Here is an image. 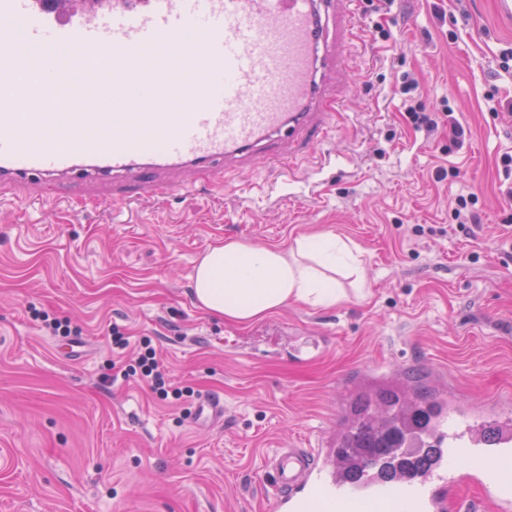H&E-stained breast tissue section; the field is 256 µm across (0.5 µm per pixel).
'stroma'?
Segmentation results:
<instances>
[{
  "label": "stroma",
  "instance_id": "1",
  "mask_svg": "<svg viewBox=\"0 0 512 512\" xmlns=\"http://www.w3.org/2000/svg\"><path fill=\"white\" fill-rule=\"evenodd\" d=\"M500 2L347 0L344 108L289 176L259 157L133 218L110 202L79 216L0 208V512H271L265 458L334 441L359 375L431 388L445 374L467 411L497 400L512 434V18ZM408 100L469 139L452 150L413 129ZM462 195L479 214L463 232L450 228ZM316 232L364 251V287L343 280L347 300L291 302L248 325L194 306V268L215 241L284 247ZM50 318L69 321L78 352ZM146 342L181 400L113 379ZM206 396L224 417L201 425Z\"/></svg>",
  "mask_w": 512,
  "mask_h": 512
}]
</instances>
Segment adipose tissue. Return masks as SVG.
I'll return each instance as SVG.
<instances>
[{
	"label": "adipose tissue",
	"instance_id": "1",
	"mask_svg": "<svg viewBox=\"0 0 512 512\" xmlns=\"http://www.w3.org/2000/svg\"><path fill=\"white\" fill-rule=\"evenodd\" d=\"M362 251L330 233L287 247L227 239L208 247L193 274L194 304L231 324L265 319L289 302L329 308L346 293L340 277L360 276Z\"/></svg>",
	"mask_w": 512,
	"mask_h": 512
}]
</instances>
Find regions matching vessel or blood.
<instances>
[{
	"instance_id": "obj_1",
	"label": "vessel or blood",
	"mask_w": 512,
	"mask_h": 512,
	"mask_svg": "<svg viewBox=\"0 0 512 512\" xmlns=\"http://www.w3.org/2000/svg\"><path fill=\"white\" fill-rule=\"evenodd\" d=\"M337 0H0V201L51 203L78 215L201 187L226 169L268 156L290 171L296 147L314 146L316 119L341 96L331 79L348 34ZM177 64L159 78V55ZM112 67L108 112L22 111L59 91V73ZM429 468L385 472L363 458L354 476L336 448H282L265 460L273 512H446L447 492L479 475L496 512H512V437L486 438L476 416L437 403Z\"/></svg>"
}]
</instances>
